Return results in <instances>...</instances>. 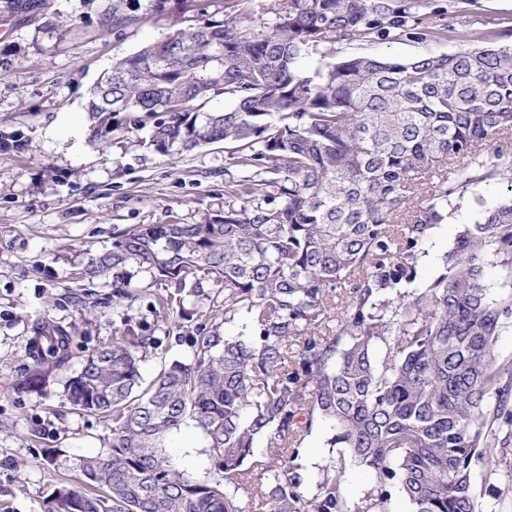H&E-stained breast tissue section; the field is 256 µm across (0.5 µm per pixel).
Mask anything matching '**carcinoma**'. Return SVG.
Returning <instances> with one entry per match:
<instances>
[{"label": "carcinoma", "mask_w": 512, "mask_h": 512, "mask_svg": "<svg viewBox=\"0 0 512 512\" xmlns=\"http://www.w3.org/2000/svg\"><path fill=\"white\" fill-rule=\"evenodd\" d=\"M53 0H12L45 15ZM123 0L101 26L131 21ZM480 0H280L257 22L252 0H224L222 18L178 29L115 61L88 111L99 141L128 124L148 129L163 156L222 142L236 176L224 212L201 224H143L88 258L93 278L135 262L179 294L224 291V314L189 337L142 386L152 336L115 339L85 354L64 401L112 414L109 451L78 460L86 488L55 486L42 512H483L475 470L512 458V364L494 345L512 320V292L490 297L485 259L512 270V198L472 196L441 272L418 274L423 246L456 198L481 183H512V152L487 143L512 134V29L459 31ZM454 34L457 50L410 59L361 51L380 40L427 45ZM328 61L310 71L309 52ZM223 112L203 108L216 96ZM407 222L397 223L415 196ZM237 322L223 336L219 318ZM19 388L69 359L73 337L47 330ZM195 422L218 478L176 469L164 441ZM341 462L370 470L374 488L352 505L344 468L322 469L307 496L294 461L316 421ZM260 471L254 477V471Z\"/></svg>", "instance_id": "cac0c4a2"}]
</instances>
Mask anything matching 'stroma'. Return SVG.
Listing matches in <instances>:
<instances>
[{
	"instance_id": "1",
	"label": "stroma",
	"mask_w": 512,
	"mask_h": 512,
	"mask_svg": "<svg viewBox=\"0 0 512 512\" xmlns=\"http://www.w3.org/2000/svg\"><path fill=\"white\" fill-rule=\"evenodd\" d=\"M106 0H54L48 17L16 14L0 0V512H41L54 485L80 484L77 459L105 452L112 420L71 409L63 392L84 351L124 336L157 340L141 363L151 380L172 360L191 356L200 305L223 308L224 293L206 298L182 293V308L165 313L156 297L170 296L137 264L123 270L136 295L112 300V273L88 279L89 256L111 248L137 224H199L223 211L227 157L220 143L169 158L144 144L145 132L118 128L95 142L96 118L87 110L91 90L113 61L173 30L212 19L216 0H125L130 23L102 28ZM74 112L85 127L82 146L67 150L47 131ZM476 213L470 198L454 200L419 265L433 276L442 254ZM74 335L67 367L42 387L16 391L32 367V344L42 326ZM327 423L315 422L297 458L302 489L312 495L323 467L342 466L327 440ZM172 463L199 479L214 478V459L200 430L182 426L165 441Z\"/></svg>"
}]
</instances>
